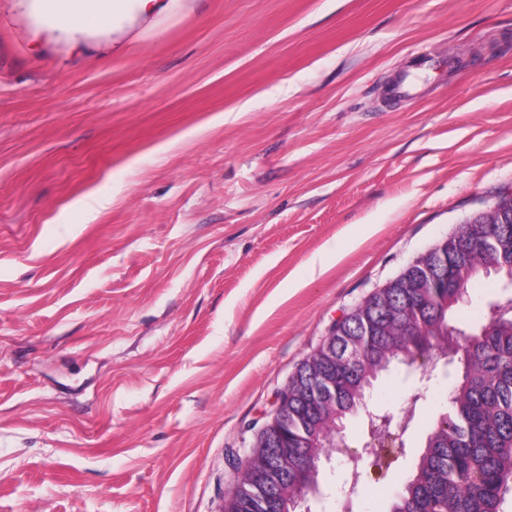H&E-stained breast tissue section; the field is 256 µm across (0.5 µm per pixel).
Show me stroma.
<instances>
[{"label":"stroma","mask_w":512,"mask_h":512,"mask_svg":"<svg viewBox=\"0 0 512 512\" xmlns=\"http://www.w3.org/2000/svg\"><path fill=\"white\" fill-rule=\"evenodd\" d=\"M445 62L422 95L385 85ZM512 191V0H0V512H219L333 321ZM319 256L328 271L312 279ZM442 373L354 512H389ZM41 12L52 18L63 29L77 30L93 22H105L117 13L124 1H133L135 9L144 18H156L169 12L180 0H37ZM79 2L65 7L62 2Z\"/></svg>","instance_id":"stroma-1"}]
</instances>
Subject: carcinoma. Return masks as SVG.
I'll return each mask as SVG.
<instances>
[{
  "mask_svg": "<svg viewBox=\"0 0 512 512\" xmlns=\"http://www.w3.org/2000/svg\"><path fill=\"white\" fill-rule=\"evenodd\" d=\"M491 276L499 281L491 297L474 317L458 316L468 286ZM445 344L454 352L449 375L461 379L391 512H504L512 495V223L482 215L366 296L301 362L279 447L257 440L249 481L229 491L231 509L251 512L250 485L259 484L273 512H300L320 488L329 440L345 435L348 419L368 416L379 376Z\"/></svg>",
  "mask_w": 512,
  "mask_h": 512,
  "instance_id": "obj_1",
  "label": "carcinoma"
}]
</instances>
